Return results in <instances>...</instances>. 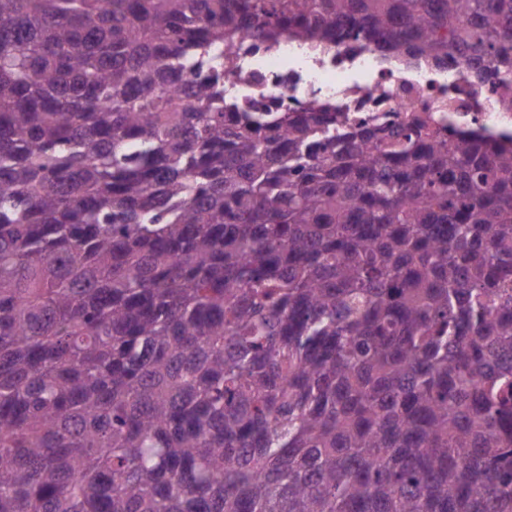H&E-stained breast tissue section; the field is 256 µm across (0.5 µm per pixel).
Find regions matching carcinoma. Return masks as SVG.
Here are the masks:
<instances>
[{"label": "carcinoma", "instance_id": "carcinoma-1", "mask_svg": "<svg viewBox=\"0 0 512 512\" xmlns=\"http://www.w3.org/2000/svg\"><path fill=\"white\" fill-rule=\"evenodd\" d=\"M349 27L512 71V0H0V512H512V144L224 99Z\"/></svg>", "mask_w": 512, "mask_h": 512}]
</instances>
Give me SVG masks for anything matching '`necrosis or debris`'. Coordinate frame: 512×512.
I'll return each mask as SVG.
<instances>
[{
	"label": "necrosis or debris",
	"instance_id": "1",
	"mask_svg": "<svg viewBox=\"0 0 512 512\" xmlns=\"http://www.w3.org/2000/svg\"><path fill=\"white\" fill-rule=\"evenodd\" d=\"M237 68L224 75V94L240 105L275 112L327 106L354 122L429 117L448 136L476 131L512 136V90L501 92L468 73L457 55L437 65L383 55L377 43L341 35L313 48L281 37L233 47Z\"/></svg>",
	"mask_w": 512,
	"mask_h": 512
}]
</instances>
